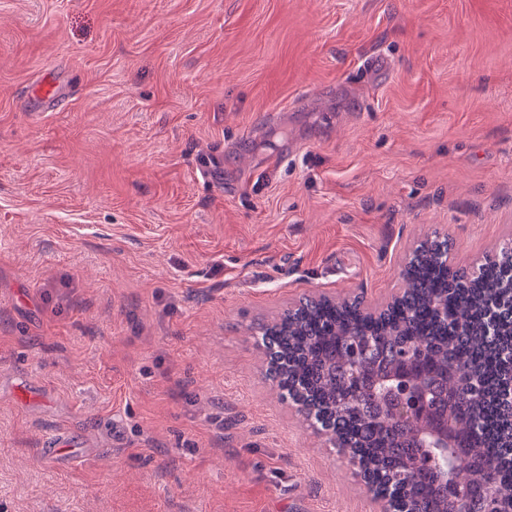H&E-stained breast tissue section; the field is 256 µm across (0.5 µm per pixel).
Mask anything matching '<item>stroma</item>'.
Returning <instances> with one entry per match:
<instances>
[{
  "label": "stroma",
  "instance_id": "35a3bbf8",
  "mask_svg": "<svg viewBox=\"0 0 512 512\" xmlns=\"http://www.w3.org/2000/svg\"><path fill=\"white\" fill-rule=\"evenodd\" d=\"M436 233L512 236V0H0V512H377L257 326Z\"/></svg>",
  "mask_w": 512,
  "mask_h": 512
}]
</instances>
